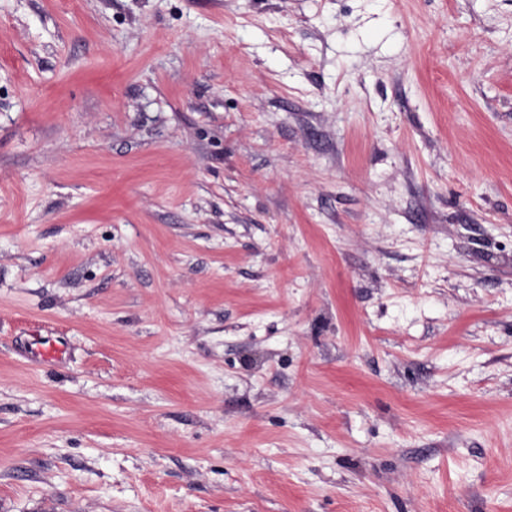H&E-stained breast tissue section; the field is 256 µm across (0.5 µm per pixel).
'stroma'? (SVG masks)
<instances>
[{
    "label": "stroma",
    "mask_w": 512,
    "mask_h": 512,
    "mask_svg": "<svg viewBox=\"0 0 512 512\" xmlns=\"http://www.w3.org/2000/svg\"><path fill=\"white\" fill-rule=\"evenodd\" d=\"M0 512H512V0H0Z\"/></svg>",
    "instance_id": "1"
}]
</instances>
